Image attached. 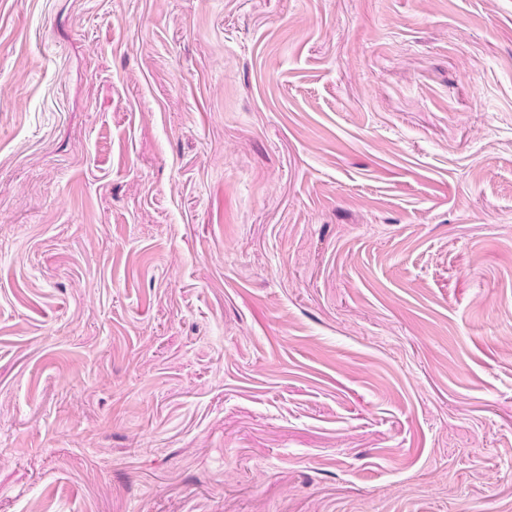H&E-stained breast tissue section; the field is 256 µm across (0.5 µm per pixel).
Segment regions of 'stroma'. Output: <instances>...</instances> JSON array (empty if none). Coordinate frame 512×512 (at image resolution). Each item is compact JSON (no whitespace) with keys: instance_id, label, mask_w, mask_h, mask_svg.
Masks as SVG:
<instances>
[{"instance_id":"stroma-1","label":"stroma","mask_w":512,"mask_h":512,"mask_svg":"<svg viewBox=\"0 0 512 512\" xmlns=\"http://www.w3.org/2000/svg\"><path fill=\"white\" fill-rule=\"evenodd\" d=\"M512 512V0H0V512Z\"/></svg>"}]
</instances>
